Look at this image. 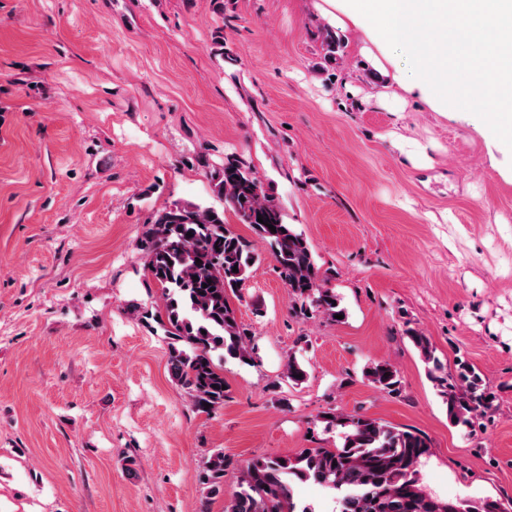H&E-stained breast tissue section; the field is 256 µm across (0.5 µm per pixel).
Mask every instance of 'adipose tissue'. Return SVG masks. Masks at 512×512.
I'll return each instance as SVG.
<instances>
[{
    "label": "adipose tissue",
    "instance_id": "adipose-tissue-1",
    "mask_svg": "<svg viewBox=\"0 0 512 512\" xmlns=\"http://www.w3.org/2000/svg\"><path fill=\"white\" fill-rule=\"evenodd\" d=\"M335 24L352 25L379 51L374 63L386 87L418 91L433 110L453 101L445 88L466 69L473 98L495 97L484 120L512 127V0H328ZM406 54L402 71L391 49Z\"/></svg>",
    "mask_w": 512,
    "mask_h": 512
}]
</instances>
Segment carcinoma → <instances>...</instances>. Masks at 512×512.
I'll return each instance as SVG.
<instances>
[{
  "label": "carcinoma",
  "instance_id": "obj_1",
  "mask_svg": "<svg viewBox=\"0 0 512 512\" xmlns=\"http://www.w3.org/2000/svg\"><path fill=\"white\" fill-rule=\"evenodd\" d=\"M324 63L336 66L344 43L329 27L319 30ZM213 191L241 224L267 243L279 277L288 290L289 310L309 320L345 314L329 277L316 263L302 234L284 220V212L262 179L245 160L233 157L210 173ZM263 216V222L257 217ZM276 231H271L268 225ZM140 250L162 304L133 310L153 320L170 339L169 370L200 410L224 406L230 389L224 369L212 353L242 363L254 360V333L239 321L233 300H242L251 262L258 256L224 219V210L178 200L144 225ZM408 337L428 364V374L448 419L472 424L493 408L495 396L474 368L455 372L436 358L430 339L411 329ZM365 377L388 395L402 390L399 371L387 361L371 364ZM210 407H205V404ZM324 429L341 439L336 448H304L293 456L255 457L240 469L238 487L225 512H308L297 510L293 485L313 483L339 493V512H512L498 500L438 499L421 482L420 465L430 453L426 437L375 419L330 408L318 415ZM231 461L213 452L201 474L211 498L224 495V472Z\"/></svg>",
  "mask_w": 512,
  "mask_h": 512
}]
</instances>
